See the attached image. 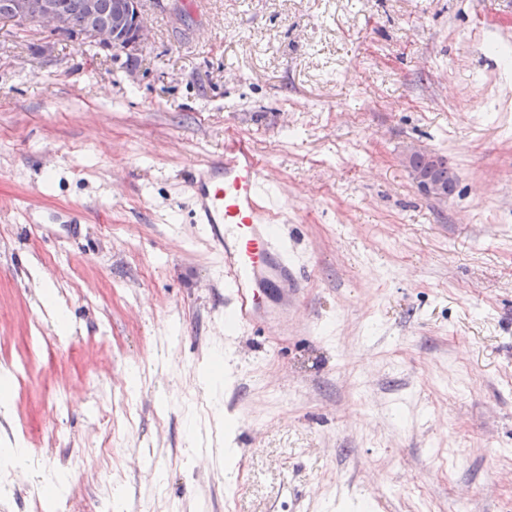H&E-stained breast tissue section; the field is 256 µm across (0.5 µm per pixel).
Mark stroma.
Wrapping results in <instances>:
<instances>
[{"mask_svg": "<svg viewBox=\"0 0 512 512\" xmlns=\"http://www.w3.org/2000/svg\"><path fill=\"white\" fill-rule=\"evenodd\" d=\"M176 2L133 52L0 21L5 427L40 464L0 512L59 480L98 512L105 411L122 512H512V0ZM234 138L309 277L284 335L226 329L192 220ZM408 165L407 167L411 170L415 180L414 173H418L422 178H427L432 183L438 185L447 194L451 195L453 193L457 182V175L448 166V159L446 157L418 151L411 155ZM419 183H422L420 186L422 191L443 197L436 185L428 181H417V184Z\"/></svg>", "mask_w": 512, "mask_h": 512, "instance_id": "35a3bbf8", "label": "stroma"}]
</instances>
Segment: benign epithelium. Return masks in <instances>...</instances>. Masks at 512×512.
<instances>
[{
	"label": "benign epithelium",
	"instance_id": "1",
	"mask_svg": "<svg viewBox=\"0 0 512 512\" xmlns=\"http://www.w3.org/2000/svg\"><path fill=\"white\" fill-rule=\"evenodd\" d=\"M10 21L17 25L39 23L51 31L68 24L56 0H12ZM143 0H121L107 25L89 24L73 36L107 50L131 51L147 40Z\"/></svg>",
	"mask_w": 512,
	"mask_h": 512
}]
</instances>
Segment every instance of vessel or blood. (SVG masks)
Masks as SVG:
<instances>
[{"label":"vessel or blood","mask_w":512,"mask_h":512,"mask_svg":"<svg viewBox=\"0 0 512 512\" xmlns=\"http://www.w3.org/2000/svg\"><path fill=\"white\" fill-rule=\"evenodd\" d=\"M194 219L224 266V299L240 327L288 325V301L306 286L277 231L283 211L250 142H225L224 157L192 180Z\"/></svg>","instance_id":"obj_1"}]
</instances>
